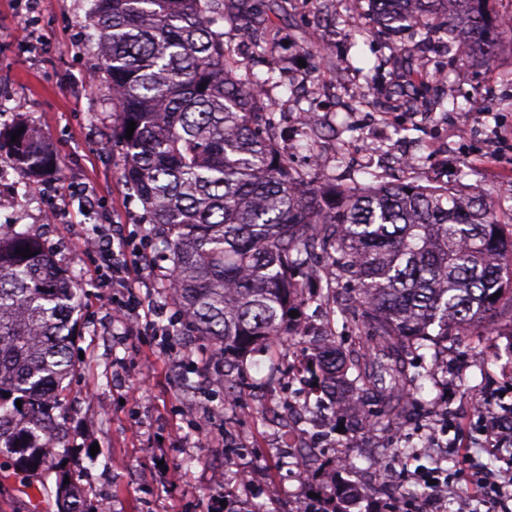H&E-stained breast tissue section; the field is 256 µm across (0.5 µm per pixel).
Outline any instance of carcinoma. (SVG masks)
Masks as SVG:
<instances>
[{
  "label": "carcinoma",
  "mask_w": 512,
  "mask_h": 512,
  "mask_svg": "<svg viewBox=\"0 0 512 512\" xmlns=\"http://www.w3.org/2000/svg\"><path fill=\"white\" fill-rule=\"evenodd\" d=\"M390 27L447 23L449 47L491 60L501 25L488 0H368ZM230 16L224 0H92L99 33L97 79L112 96L123 177L169 253L164 288L194 336L224 353V395L257 352L308 340L303 382L340 398L370 427L369 398L409 394L406 358L448 341L497 314L512 296V230L481 196L461 204L448 188L396 183L351 190L294 176L270 128L262 82L238 75L240 63L214 26ZM136 128L126 138L129 122ZM23 133L12 139L18 129ZM33 182L56 158L29 126L0 130V148ZM30 248L25 258L16 250ZM326 297L355 284L345 326L365 339L348 353L331 323L307 331L301 311L307 281ZM76 285L43 244L0 227V447L15 451L26 474L44 449L65 443V399L78 338ZM10 397H4V394ZM22 400V406L16 401ZM56 473L57 512H97L75 483ZM359 494L343 479L326 492L330 509L350 512Z\"/></svg>",
  "instance_id": "1"
}]
</instances>
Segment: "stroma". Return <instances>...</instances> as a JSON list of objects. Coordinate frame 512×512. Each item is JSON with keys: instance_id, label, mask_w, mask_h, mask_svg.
Wrapping results in <instances>:
<instances>
[{"instance_id": "1", "label": "stroma", "mask_w": 512, "mask_h": 512, "mask_svg": "<svg viewBox=\"0 0 512 512\" xmlns=\"http://www.w3.org/2000/svg\"><path fill=\"white\" fill-rule=\"evenodd\" d=\"M236 23H224V44L242 75H274L276 137L294 174L313 183L376 187L447 185L459 195L493 201L499 220L512 222V31L495 57L461 60L440 51L423 57L424 30L385 33L358 0H224ZM91 0H0V128L23 122L57 156L61 170L38 185L0 151V224L38 238L80 286L74 317L80 337L67 397L62 457L88 502L110 512H224L233 506L240 475L248 500L269 512H324L323 492L334 474L363 495L361 512H384L411 501L423 479L442 468L454 479L441 512H457L475 474L512 463L511 448H494L474 407L497 393L498 422H512V302L448 344L453 366L422 379L404 406L374 404L378 426L359 434L347 413L327 427L308 424L327 445L284 458L287 424L279 392L301 345L258 353L240 379L241 393L224 399V356L195 336L157 337L156 309L167 299L154 229L123 177L112 141L116 115L110 92L92 82L98 35L87 24ZM356 25H347L348 15ZM447 74L459 87L448 110L432 84L417 96L403 80L407 68ZM366 106L354 108L357 98ZM409 151L418 165L397 167L390 155ZM59 210L58 223L42 221ZM124 225L128 246L143 251L153 275L137 297L113 285L112 270L89 239H107ZM140 307L135 332L113 313ZM416 458L399 455L404 444ZM98 453H91V446ZM348 457L337 471L336 455ZM394 458L406 478L397 494L380 493L367 478L374 455ZM281 487L280 497L268 494Z\"/></svg>"}]
</instances>
